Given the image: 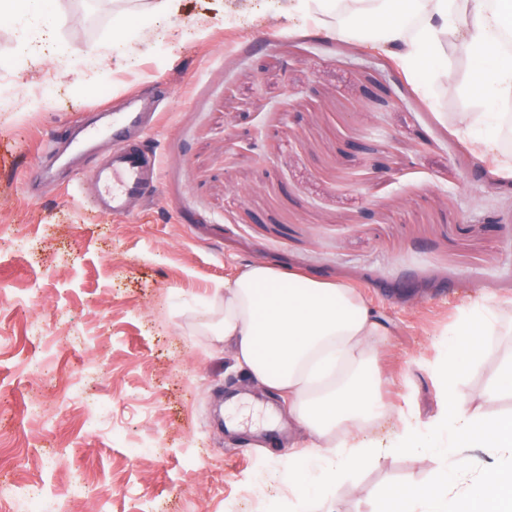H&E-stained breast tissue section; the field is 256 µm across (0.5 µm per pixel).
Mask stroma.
<instances>
[{"label": "stroma", "mask_w": 512, "mask_h": 512, "mask_svg": "<svg viewBox=\"0 0 512 512\" xmlns=\"http://www.w3.org/2000/svg\"><path fill=\"white\" fill-rule=\"evenodd\" d=\"M48 11L59 50L38 63L18 39L30 14L0 20V512H27L17 490L36 482L43 512H286L279 473L305 438L204 330L216 289L256 261L365 297L387 328L382 397L422 432L441 333L492 294L504 331L459 382L480 413L512 415V394L477 397L512 351V174L457 131L459 113L487 109L464 44L425 80L348 34L349 16L284 0H179L163 19L136 0ZM101 76L106 94L79 91ZM163 88L144 135L155 194L122 219L96 212L86 173L109 143L60 136ZM444 464L390 456L310 507L374 512L382 486L427 485Z\"/></svg>", "instance_id": "35a3bbf8"}]
</instances>
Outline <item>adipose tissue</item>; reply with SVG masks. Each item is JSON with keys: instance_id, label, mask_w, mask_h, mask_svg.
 <instances>
[{"instance_id": "adipose-tissue-1", "label": "adipose tissue", "mask_w": 512, "mask_h": 512, "mask_svg": "<svg viewBox=\"0 0 512 512\" xmlns=\"http://www.w3.org/2000/svg\"><path fill=\"white\" fill-rule=\"evenodd\" d=\"M359 27L378 26L395 58L410 74L428 67L440 51V36L463 18L470 54L479 60L469 90L490 100V111L461 113L460 132L480 157L512 171L499 131L512 130V63L503 37L512 31V0L489 6L487 0H353ZM223 313L209 327L230 346L237 366L266 390L288 402V417L309 438L288 460L282 476L289 485L313 477L321 494L351 473L379 464L389 455L436 453L454 460L423 488L384 487L378 512H512V415L471 411L470 396L454 376L463 357L482 354L499 324L498 306L483 295L465 306L450 333V347L436 373L451 374L442 386L438 415L422 435L403 418L406 410L380 398L385 384L376 369V340L382 323L364 297L343 283L283 272L263 262L250 264L224 284ZM382 414L402 419L388 447L365 434L368 422ZM461 448H486L494 463L468 474Z\"/></svg>"}]
</instances>
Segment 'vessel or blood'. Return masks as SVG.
I'll return each instance as SVG.
<instances>
[{
    "instance_id": "vessel-or-blood-1",
    "label": "vessel or blood",
    "mask_w": 512,
    "mask_h": 512,
    "mask_svg": "<svg viewBox=\"0 0 512 512\" xmlns=\"http://www.w3.org/2000/svg\"><path fill=\"white\" fill-rule=\"evenodd\" d=\"M141 123L140 112H123L113 117L107 130L93 129L87 133L88 138L103 136L116 144L108 162L96 168L91 179L97 187L100 210L117 219L128 214L134 198L152 195L156 188L155 155L145 152L140 143L131 139L132 130Z\"/></svg>"
}]
</instances>
